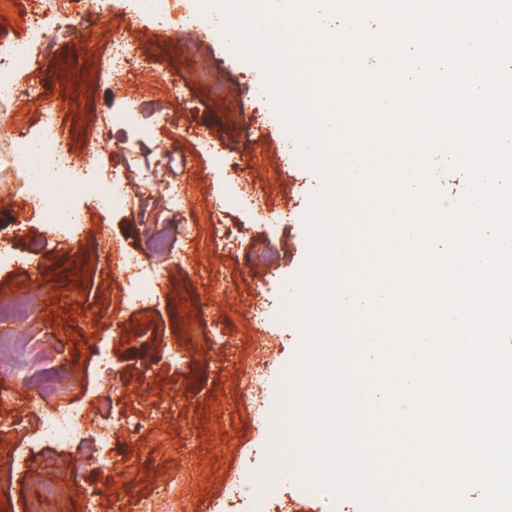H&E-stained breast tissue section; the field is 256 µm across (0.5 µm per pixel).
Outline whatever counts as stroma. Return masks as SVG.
<instances>
[{"instance_id": "1", "label": "stroma", "mask_w": 512, "mask_h": 512, "mask_svg": "<svg viewBox=\"0 0 512 512\" xmlns=\"http://www.w3.org/2000/svg\"><path fill=\"white\" fill-rule=\"evenodd\" d=\"M52 41L33 79L37 98L25 101L29 121L53 109L77 173L88 161L117 173L127 205L100 211L84 202V229L75 240L49 241L33 260L0 271V387L19 389L18 402L40 397L51 374L62 373L63 398L82 405L89 433L69 447H27L37 415L0 409V512H113L120 494L138 500L163 484L181 493L174 512H249L235 499L236 473L250 470L265 482L292 478L285 512H361L350 498H331L304 471L285 475L271 449L284 408L247 417L242 388L258 378L266 399L288 392L289 371L301 334L289 319L253 322L256 308L278 311L309 253L305 215L320 180L306 166L283 163L289 135L265 93L261 68L225 54L196 0H176L161 24L140 0H82L50 21ZM139 47L132 83L160 90L130 100L114 89L105 64L111 38ZM124 119L99 133L105 113ZM12 113L0 105V246L18 242V228H38L42 217L26 200L22 172L12 166ZM229 163L212 165V151ZM246 193L233 208L232 179ZM187 189L180 210L167 205L172 188ZM212 217L209 238L191 241L194 202ZM165 237L155 256L145 226ZM141 257V268L123 256ZM212 277L229 278L226 293H212L197 277V264ZM162 271L146 304L129 306L125 289L137 273ZM217 343H209V336ZM273 351L269 364L242 366L238 354L250 345ZM108 349L111 368L95 351ZM153 416L168 433L166 448L153 445L150 429L134 432L139 417ZM112 431L111 464H90L93 434ZM190 436L184 452L179 442ZM53 486L58 496L36 499L34 487Z\"/></svg>"}]
</instances>
